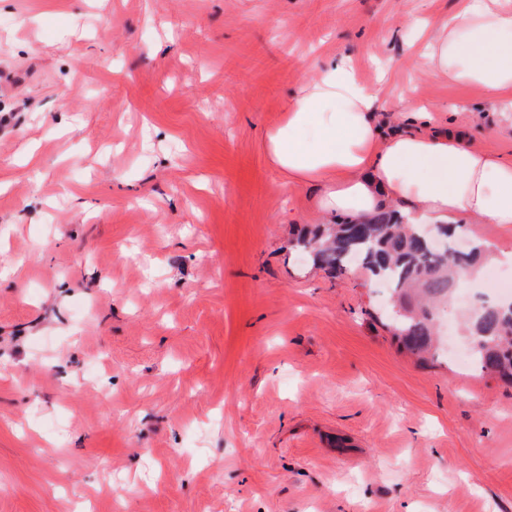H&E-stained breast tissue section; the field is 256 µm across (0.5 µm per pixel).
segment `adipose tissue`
<instances>
[{"mask_svg":"<svg viewBox=\"0 0 512 512\" xmlns=\"http://www.w3.org/2000/svg\"><path fill=\"white\" fill-rule=\"evenodd\" d=\"M427 71L479 87L512 112V8L500 0H464L426 44ZM387 106L347 57L330 59L290 97L283 123L265 133L272 163L294 181L321 188L325 219L366 223L398 208L403 223L432 228L512 224V160L478 149L461 135L384 134L375 115Z\"/></svg>","mask_w":512,"mask_h":512,"instance_id":"obj_1","label":"adipose tissue"}]
</instances>
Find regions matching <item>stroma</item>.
Masks as SVG:
<instances>
[{
    "label": "stroma",
    "mask_w": 512,
    "mask_h": 512,
    "mask_svg": "<svg viewBox=\"0 0 512 512\" xmlns=\"http://www.w3.org/2000/svg\"><path fill=\"white\" fill-rule=\"evenodd\" d=\"M456 6L0 0V512H512V387L314 266L264 144L347 54L512 159L413 47Z\"/></svg>",
    "instance_id": "stroma-1"
}]
</instances>
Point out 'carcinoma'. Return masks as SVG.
<instances>
[{
	"label": "carcinoma",
	"mask_w": 512,
	"mask_h": 512,
	"mask_svg": "<svg viewBox=\"0 0 512 512\" xmlns=\"http://www.w3.org/2000/svg\"><path fill=\"white\" fill-rule=\"evenodd\" d=\"M446 247L429 245L426 229L401 224L382 212L364 225L325 224L299 246L330 272L341 275L356 257L373 277L383 278L394 299L390 326L403 346L423 358L437 342L436 310L452 296L458 268L472 264L477 249L460 253L453 233L441 232ZM465 330L472 344L475 367L512 383V302L508 306L482 302L468 317Z\"/></svg>",
	"instance_id": "cac0c4a2"
}]
</instances>
